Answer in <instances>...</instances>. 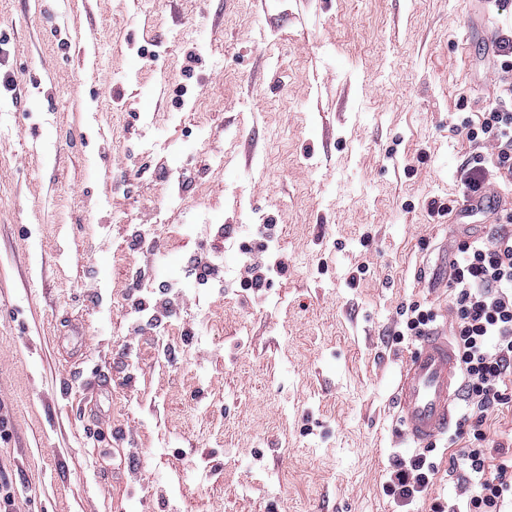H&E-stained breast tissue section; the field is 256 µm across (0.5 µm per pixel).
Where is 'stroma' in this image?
<instances>
[{"mask_svg": "<svg viewBox=\"0 0 512 512\" xmlns=\"http://www.w3.org/2000/svg\"><path fill=\"white\" fill-rule=\"evenodd\" d=\"M510 31L512 0H0V76L30 92L0 86L11 512L450 499L453 431L424 498L384 492L415 453L393 334L415 305L453 321L456 246L497 229L430 203L462 195L458 124Z\"/></svg>", "mask_w": 512, "mask_h": 512, "instance_id": "35a3bbf8", "label": "stroma"}]
</instances>
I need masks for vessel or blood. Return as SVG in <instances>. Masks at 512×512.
Listing matches in <instances>:
<instances>
[{
	"instance_id": "obj_1",
	"label": "vessel or blood",
	"mask_w": 512,
	"mask_h": 512,
	"mask_svg": "<svg viewBox=\"0 0 512 512\" xmlns=\"http://www.w3.org/2000/svg\"><path fill=\"white\" fill-rule=\"evenodd\" d=\"M460 381L447 328L437 326L419 337L394 388L396 416L404 439L422 447L448 431L457 414Z\"/></svg>"
}]
</instances>
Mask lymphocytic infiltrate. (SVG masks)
I'll return each instance as SVG.
<instances>
[{"label": "lymphocytic infiltrate", "instance_id": "1", "mask_svg": "<svg viewBox=\"0 0 512 512\" xmlns=\"http://www.w3.org/2000/svg\"><path fill=\"white\" fill-rule=\"evenodd\" d=\"M469 143L457 173L467 196L491 189L512 191V106L501 105L460 122ZM492 149L493 163L484 151ZM455 320L452 337L463 376L470 447L461 454L462 475L454 504L433 502L431 512H505L512 503V454L493 458L481 445L480 421L494 408L512 403V228L489 239L461 241L450 264ZM435 466L423 454L394 461L384 487L404 507L423 497Z\"/></svg>", "mask_w": 512, "mask_h": 512}]
</instances>
